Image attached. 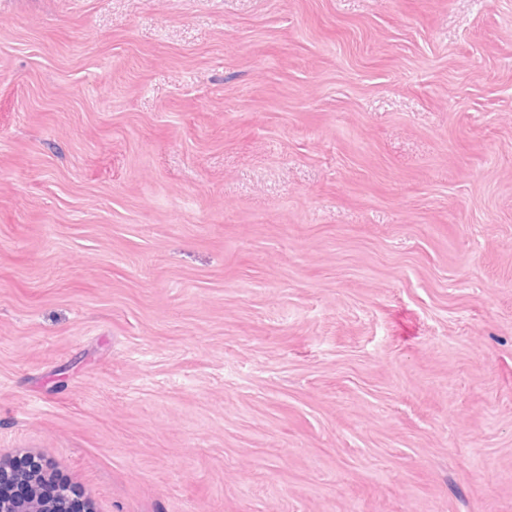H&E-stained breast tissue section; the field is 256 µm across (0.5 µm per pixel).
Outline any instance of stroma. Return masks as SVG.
Segmentation results:
<instances>
[{
	"mask_svg": "<svg viewBox=\"0 0 512 512\" xmlns=\"http://www.w3.org/2000/svg\"><path fill=\"white\" fill-rule=\"evenodd\" d=\"M94 512H512V0H0V457Z\"/></svg>",
	"mask_w": 512,
	"mask_h": 512,
	"instance_id": "35a3bbf8",
	"label": "stroma"
}]
</instances>
